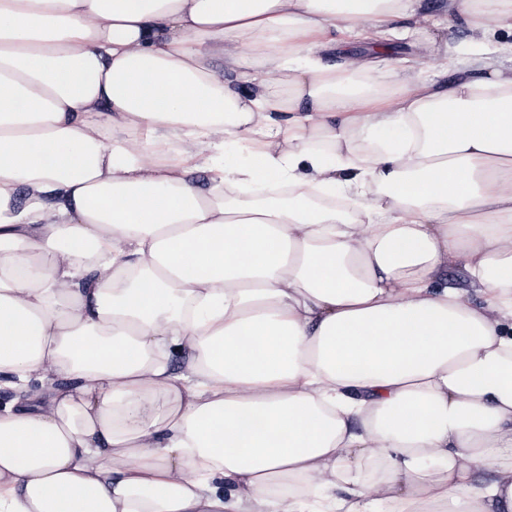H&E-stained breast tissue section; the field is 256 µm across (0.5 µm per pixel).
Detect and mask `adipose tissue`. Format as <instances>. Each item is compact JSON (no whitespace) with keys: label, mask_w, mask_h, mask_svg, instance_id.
Listing matches in <instances>:
<instances>
[{"label":"adipose tissue","mask_w":512,"mask_h":512,"mask_svg":"<svg viewBox=\"0 0 512 512\" xmlns=\"http://www.w3.org/2000/svg\"><path fill=\"white\" fill-rule=\"evenodd\" d=\"M448 23L449 82L323 61ZM502 31L512 0H0V373L42 385L0 512H512Z\"/></svg>","instance_id":"1"}]
</instances>
